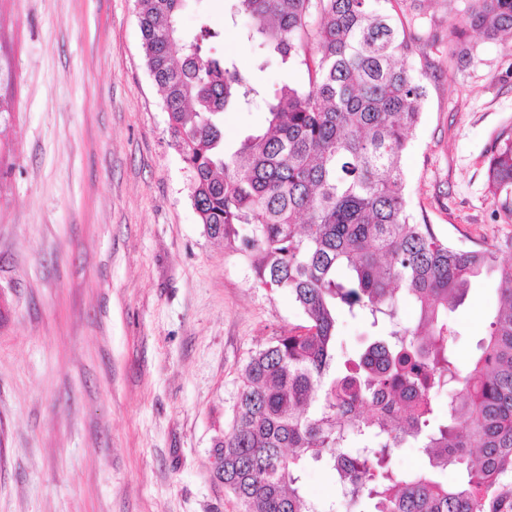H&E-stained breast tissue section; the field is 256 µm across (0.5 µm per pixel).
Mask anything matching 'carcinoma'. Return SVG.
<instances>
[{
	"instance_id": "1",
	"label": "carcinoma",
	"mask_w": 512,
	"mask_h": 512,
	"mask_svg": "<svg viewBox=\"0 0 512 512\" xmlns=\"http://www.w3.org/2000/svg\"><path fill=\"white\" fill-rule=\"evenodd\" d=\"M185 2L137 0V17L193 208L209 238L246 256L256 284L287 292L304 318L243 365L231 427L213 443L218 479L246 512H360L365 500L371 512H512V261L452 243L410 209L402 158L426 87L396 0H231V19L263 51L259 69L306 66L308 86L270 92L212 52L221 32L207 22L182 32ZM462 28L512 38V0H468ZM257 100L267 128L227 150L224 112ZM487 171L508 222L512 128ZM489 272L495 312L463 367L448 312ZM340 310L366 318L374 338L332 376ZM406 443L425 462L401 474L392 455ZM307 461L335 473L333 501L303 493ZM450 466L463 478L448 485L437 475Z\"/></svg>"
}]
</instances>
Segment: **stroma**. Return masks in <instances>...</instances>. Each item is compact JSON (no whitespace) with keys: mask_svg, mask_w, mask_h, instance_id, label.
Wrapping results in <instances>:
<instances>
[{"mask_svg":"<svg viewBox=\"0 0 512 512\" xmlns=\"http://www.w3.org/2000/svg\"><path fill=\"white\" fill-rule=\"evenodd\" d=\"M467 0H399L427 99L403 156L412 210L452 242L499 247L487 161L512 126V41L469 62L453 33ZM227 0H188L180 20L223 30L217 55L267 88L307 84L269 64L226 20ZM0 512H244L217 478L240 370L302 325L249 259L205 234L191 173L149 75L136 0H0ZM260 106L224 114L236 148ZM498 280H472L450 315L461 363L492 319Z\"/></svg>","mask_w":512,"mask_h":512,"instance_id":"1","label":"stroma"}]
</instances>
